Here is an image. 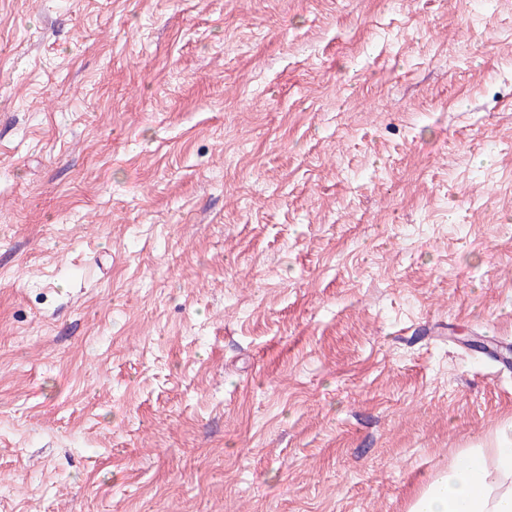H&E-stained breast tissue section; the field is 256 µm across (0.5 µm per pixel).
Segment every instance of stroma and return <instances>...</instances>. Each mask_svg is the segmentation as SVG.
<instances>
[{
    "label": "stroma",
    "mask_w": 512,
    "mask_h": 512,
    "mask_svg": "<svg viewBox=\"0 0 512 512\" xmlns=\"http://www.w3.org/2000/svg\"><path fill=\"white\" fill-rule=\"evenodd\" d=\"M489 340L512 0H0V512H407Z\"/></svg>",
    "instance_id": "35a3bbf8"
}]
</instances>
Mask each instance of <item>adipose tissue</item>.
I'll return each mask as SVG.
<instances>
[{
	"instance_id": "obj_1",
	"label": "adipose tissue",
	"mask_w": 512,
	"mask_h": 512,
	"mask_svg": "<svg viewBox=\"0 0 512 512\" xmlns=\"http://www.w3.org/2000/svg\"><path fill=\"white\" fill-rule=\"evenodd\" d=\"M408 512H512V420L492 449H467L431 479Z\"/></svg>"
}]
</instances>
